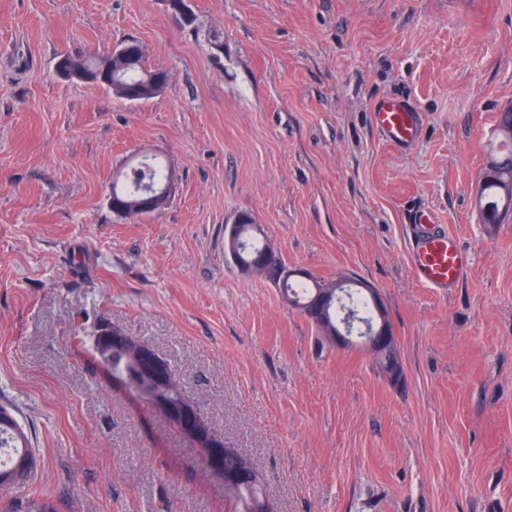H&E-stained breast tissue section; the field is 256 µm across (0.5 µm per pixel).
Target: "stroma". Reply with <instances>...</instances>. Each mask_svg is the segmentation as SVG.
Instances as JSON below:
<instances>
[{
	"label": "stroma",
	"mask_w": 512,
	"mask_h": 512,
	"mask_svg": "<svg viewBox=\"0 0 512 512\" xmlns=\"http://www.w3.org/2000/svg\"><path fill=\"white\" fill-rule=\"evenodd\" d=\"M135 39L136 103L55 73ZM419 114L409 146L378 99ZM512 105V0H0V404L56 512H235L198 448L92 367L100 323L147 340L264 477L275 512H512V217L475 187ZM161 155V210L113 213ZM469 252L421 285L416 211ZM251 214L288 266L381 299L405 371L339 347L224 251ZM373 116L378 130L393 145L409 144L417 136L419 129L417 112L405 98L379 99L374 105ZM168 173L169 171L167 167L162 163V161L157 160L155 157L153 161L143 162L139 169H134L133 171L127 173L126 184L120 185L119 181L113 182L112 192L109 197V203L112 207L113 213L123 217L126 215L127 211L125 205L112 195H118L131 204L127 214L129 219H141L164 208L169 200L166 198L159 200V198L156 196H144L143 201L140 204V209L134 207L133 204L138 200L137 192L140 189L153 186L161 188L168 178ZM173 189L174 176L171 173L168 181L164 186L163 193H168L171 195ZM156 202H158L157 206L151 212L146 213L141 211V209H153Z\"/></svg>",
	"instance_id": "35a3bbf8"
}]
</instances>
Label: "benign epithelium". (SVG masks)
<instances>
[{"mask_svg":"<svg viewBox=\"0 0 512 512\" xmlns=\"http://www.w3.org/2000/svg\"><path fill=\"white\" fill-rule=\"evenodd\" d=\"M241 234L240 224H233L224 241L225 250L234 263L244 273L268 270L270 262L277 259L276 252L270 248L246 264L239 261L237 253ZM368 293L378 313V324L374 327L372 335L364 339V343L371 350L397 347L391 326L385 322L380 300L373 290H368ZM95 340L100 353L109 356L112 352L119 351L130 358L136 365L138 376L149 383L152 390L146 394L142 393L137 380L129 384L114 377L112 383L125 391L131 390V394L140 399L148 396L147 404L163 415L195 447L202 450L206 468L222 475L224 484L229 488L237 487L240 482L239 473L224 467V458L233 453L232 445L224 439V435L211 427L209 420L190 399L163 394L164 390L172 388L175 384V373L159 351L151 343L129 336L119 327L108 323L99 327Z\"/></svg>","mask_w":512,"mask_h":512,"instance_id":"7a95c632","label":"benign epithelium"}]
</instances>
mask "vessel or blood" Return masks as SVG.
Masks as SVG:
<instances>
[{"label":"vessel or blood","instance_id":"b4317fda","mask_svg":"<svg viewBox=\"0 0 512 512\" xmlns=\"http://www.w3.org/2000/svg\"><path fill=\"white\" fill-rule=\"evenodd\" d=\"M373 116L378 130L391 144L406 145L417 136V112L405 98L379 99ZM415 222L420 227V237L412 248L411 263L417 280L430 288L456 286L468 265L465 250L451 235L433 231L432 220L426 212H419Z\"/></svg>","mask_w":512,"mask_h":512}]
</instances>
